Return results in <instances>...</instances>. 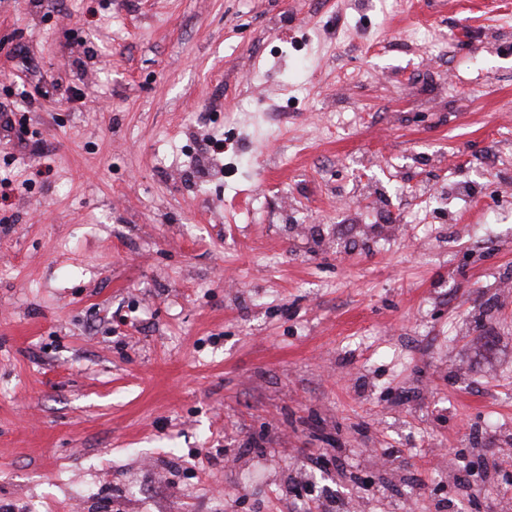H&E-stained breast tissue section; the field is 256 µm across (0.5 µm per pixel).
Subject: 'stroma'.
<instances>
[{
	"mask_svg": "<svg viewBox=\"0 0 512 512\" xmlns=\"http://www.w3.org/2000/svg\"><path fill=\"white\" fill-rule=\"evenodd\" d=\"M2 104L0 506L512 499V0H0Z\"/></svg>",
	"mask_w": 512,
	"mask_h": 512,
	"instance_id": "35a3bbf8",
	"label": "stroma"
}]
</instances>
